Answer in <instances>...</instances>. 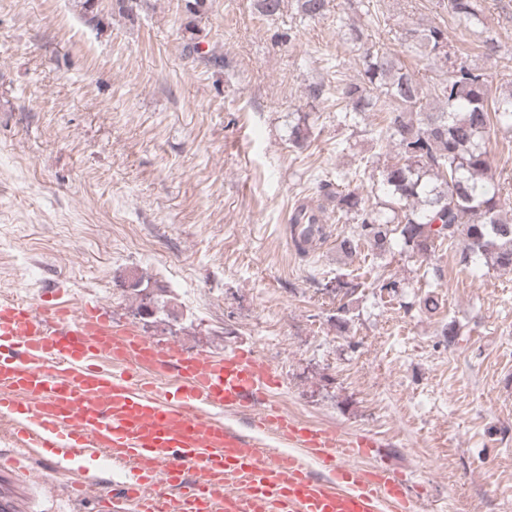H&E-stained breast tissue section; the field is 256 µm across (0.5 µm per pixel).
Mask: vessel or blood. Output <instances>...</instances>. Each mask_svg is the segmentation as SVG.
Segmentation results:
<instances>
[{
	"instance_id": "obj_1",
	"label": "vessel or blood",
	"mask_w": 512,
	"mask_h": 512,
	"mask_svg": "<svg viewBox=\"0 0 512 512\" xmlns=\"http://www.w3.org/2000/svg\"><path fill=\"white\" fill-rule=\"evenodd\" d=\"M171 370L174 392L160 381ZM280 385L255 350L188 353L93 300L0 302V421L18 459L51 452L71 495L86 496L96 461L123 473L113 512H417L378 439L289 415Z\"/></svg>"
}]
</instances>
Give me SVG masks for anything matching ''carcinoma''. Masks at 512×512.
<instances>
[{"instance_id":"1","label":"carcinoma","mask_w":512,"mask_h":512,"mask_svg":"<svg viewBox=\"0 0 512 512\" xmlns=\"http://www.w3.org/2000/svg\"><path fill=\"white\" fill-rule=\"evenodd\" d=\"M206 0H189V47L200 50L198 18ZM257 12L278 17L283 0H256ZM86 22L103 26L97 0H75ZM303 21L323 17L327 0H296ZM448 14L465 28L483 24L478 0H448ZM403 41L417 54L448 66V76L433 85V95L442 103L434 111L423 103L422 83L415 71L407 69L387 53L369 49L362 54V70L355 80L336 87L338 122L355 123L365 112L382 114L383 125L376 141L395 151L393 162L383 164L379 196L370 199L350 188L347 174H336V182H320L319 192L336 208L337 219L353 230L337 237V250L352 258L368 243L382 253L395 251L422 261L445 243L460 239L463 262L512 271V219L502 217L505 183L496 180L485 148L490 131L512 129V88L493 89L485 70L459 53L448 42V26L432 23L422 30H409ZM310 134L308 113L289 122L288 143L301 149ZM289 232L297 251L307 254L326 238L318 211L308 201L296 204L289 217ZM443 278L437 266L424 270L428 292L419 303L434 310L437 301L429 289ZM364 287L356 277H336V324H348L358 290ZM379 293L404 298L409 284L393 275L378 276L370 284Z\"/></svg>"}]
</instances>
